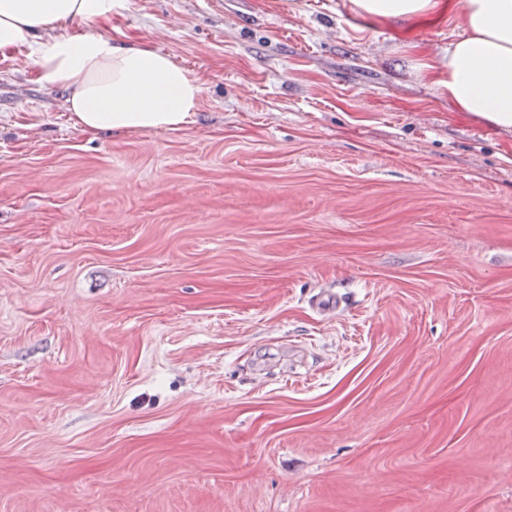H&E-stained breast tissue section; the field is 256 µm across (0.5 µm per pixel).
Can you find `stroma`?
Listing matches in <instances>:
<instances>
[{
	"label": "stroma",
	"instance_id": "stroma-1",
	"mask_svg": "<svg viewBox=\"0 0 512 512\" xmlns=\"http://www.w3.org/2000/svg\"><path fill=\"white\" fill-rule=\"evenodd\" d=\"M348 2L72 25L201 78L172 132L0 54V512H512V132L413 68L459 0ZM351 11L370 21L408 20L437 10L440 0H350Z\"/></svg>",
	"mask_w": 512,
	"mask_h": 512
}]
</instances>
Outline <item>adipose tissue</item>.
Returning a JSON list of instances; mask_svg holds the SVG:
<instances>
[{
	"label": "adipose tissue",
	"mask_w": 512,
	"mask_h": 512,
	"mask_svg": "<svg viewBox=\"0 0 512 512\" xmlns=\"http://www.w3.org/2000/svg\"><path fill=\"white\" fill-rule=\"evenodd\" d=\"M116 0H0V52L28 48L39 82L67 91L75 126L94 133L178 131L191 124L203 87L168 54L104 35L73 34L78 20L104 18ZM440 0H350L357 16L407 20ZM463 23L448 66L417 61L422 79L456 111L512 131V0H459Z\"/></svg>",
	"instance_id": "obj_1"
}]
</instances>
